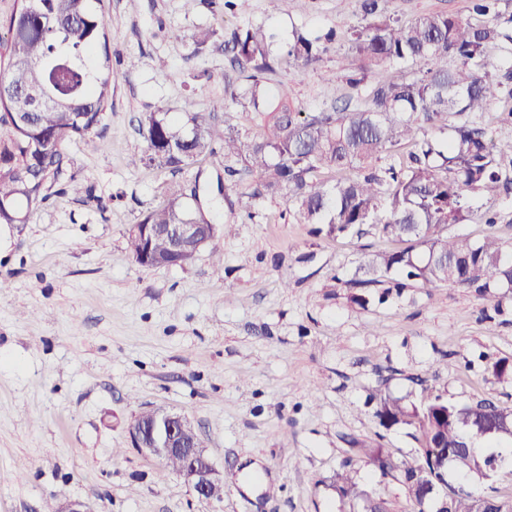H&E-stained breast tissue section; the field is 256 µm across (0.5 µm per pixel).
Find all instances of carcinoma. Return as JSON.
I'll use <instances>...</instances> for the list:
<instances>
[{"label":"carcinoma","instance_id":"obj_1","mask_svg":"<svg viewBox=\"0 0 512 512\" xmlns=\"http://www.w3.org/2000/svg\"><path fill=\"white\" fill-rule=\"evenodd\" d=\"M8 21L0 85V224H21L22 207L47 198L68 166L65 144L89 136L101 124L112 94L108 55L109 17L101 0H46L38 12L27 0ZM364 23L340 37L333 29L311 37L294 27L280 44L274 29L248 24L234 29L224 46L238 84L233 102L258 117V131L213 126L223 101L203 108L193 99L183 106V123L167 112L140 119L144 155L162 171L192 174L207 157L251 198H282L295 224L313 225L315 236L359 234L372 224L405 244L364 261L354 277L336 283L347 288L392 290L416 284L428 290L512 288V251L495 238L474 242L448 236V225L469 218L467 195L489 198L512 190V140L495 141L467 119L483 112L503 93L512 96V66L494 69L490 50L512 43V0H470L465 17L427 13L411 21L388 15L386 0H358ZM344 39L357 58L395 69L365 89L314 112L292 105L269 84V75L286 62L305 68L321 60L328 45ZM456 65L448 66V59ZM447 133L440 140L430 130ZM409 145L403 164L377 166L381 155ZM194 175V174H192ZM199 178L185 192L178 188L145 213L128 231L132 259L140 261L142 227L154 224H207L212 241L232 234L212 222L199 204ZM499 381L512 380V362L488 364ZM419 402L387 392L372 397L380 427L406 428L417 442L409 459L398 460L376 445L352 449L336 473L341 497L357 512H391L382 495L358 487L355 459L404 489L409 512H430L426 488L448 497L451 512H512V497L477 492L476 482L503 468L495 453L474 448L481 440L512 441V405L489 399L459 404L446 399L426 379Z\"/></svg>","mask_w":512,"mask_h":512}]
</instances>
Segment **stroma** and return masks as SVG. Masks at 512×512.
Segmentation results:
<instances>
[{"label":"stroma","instance_id":"35a3bbf8","mask_svg":"<svg viewBox=\"0 0 512 512\" xmlns=\"http://www.w3.org/2000/svg\"><path fill=\"white\" fill-rule=\"evenodd\" d=\"M102 0L112 24V97L101 126L66 146L69 165L26 223L0 224V512H46L78 499L92 512H354L335 475L351 442L395 457L417 446L407 430L383 431L370 395L414 401V380H433L450 401L512 403V382L486 371L512 360V304L498 289L407 288L359 306L344 280L397 246L379 232L314 237L282 217L286 202L218 192L219 170L199 162L206 212L233 227L223 266L202 251L183 267L133 261L126 232L161 204L177 179L131 165L145 144L142 114L228 101L234 73L219 40L192 54L190 36L262 23L345 32L357 0ZM469 0H387L388 14L467 15ZM180 31L173 39L171 31ZM367 67L331 47L317 63L285 67L276 88L305 111L346 93L343 67ZM90 196L66 192L69 180ZM473 217L449 234L512 245V191L470 198ZM255 218L240 223L244 209ZM492 212L495 223H485ZM188 415L224 476L223 500L197 498L177 476L131 447L141 410Z\"/></svg>","mask_w":512,"mask_h":512}]
</instances>
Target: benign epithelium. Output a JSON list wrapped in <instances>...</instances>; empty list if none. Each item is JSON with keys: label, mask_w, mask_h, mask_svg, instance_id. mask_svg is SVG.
Segmentation results:
<instances>
[{"label": "benign epithelium", "mask_w": 512, "mask_h": 512, "mask_svg": "<svg viewBox=\"0 0 512 512\" xmlns=\"http://www.w3.org/2000/svg\"><path fill=\"white\" fill-rule=\"evenodd\" d=\"M166 234L171 240V253L160 258L148 251L142 257V265L182 266L209 243L202 224H170ZM129 439L132 447L158 462L173 456L183 458L185 464L178 477L190 485L198 497L209 499L211 492L222 486L221 473L210 460L200 434L185 414L157 407L148 416L135 419Z\"/></svg>", "instance_id": "obj_1"}]
</instances>
